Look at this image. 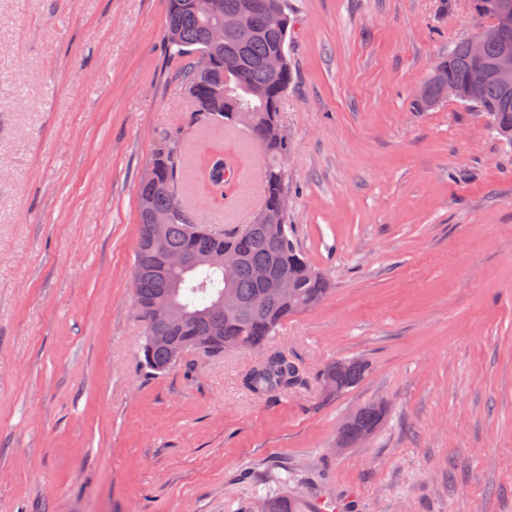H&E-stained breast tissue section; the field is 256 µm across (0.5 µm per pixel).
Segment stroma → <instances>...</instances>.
Returning a JSON list of instances; mask_svg holds the SVG:
<instances>
[{
  "mask_svg": "<svg viewBox=\"0 0 512 512\" xmlns=\"http://www.w3.org/2000/svg\"><path fill=\"white\" fill-rule=\"evenodd\" d=\"M279 123L288 222L332 289L263 352L143 367L138 189L177 137L199 222L261 208L262 152L192 122L166 0H0V512H251L283 489L342 512H512V147L415 92L487 24L471 0H291ZM218 154L242 179L215 192ZM266 349V350H267ZM368 371L340 394L319 374ZM377 403L365 442L342 424ZM299 369L279 352L268 354L246 378L247 387L256 394H263L275 389H288L296 383ZM384 408L371 404L360 408L353 414L339 429L337 436L344 442V448L352 447L359 443L363 434L372 435L384 417ZM336 438V451H342V443ZM368 436H362L360 442L365 441Z\"/></svg>",
  "mask_w": 512,
  "mask_h": 512,
  "instance_id": "35a3bbf8",
  "label": "stroma"
}]
</instances>
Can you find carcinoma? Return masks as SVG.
<instances>
[{
    "instance_id": "carcinoma-1",
    "label": "carcinoma",
    "mask_w": 512,
    "mask_h": 512,
    "mask_svg": "<svg viewBox=\"0 0 512 512\" xmlns=\"http://www.w3.org/2000/svg\"><path fill=\"white\" fill-rule=\"evenodd\" d=\"M270 9L257 17V31L249 36L234 33L224 38V45L210 42V20L194 7L195 0H168L165 48L169 55L186 61L181 74L182 84L194 87L207 105L205 112H193V120L206 125L233 126L232 115L240 109L253 111L257 125L248 131L261 142V131L268 123L278 122L282 100L281 87L292 82L290 60L277 78H271L264 66L266 56L280 45H288L292 25V9L288 0H264ZM501 50L497 36L488 38L482 59L473 58L467 41L456 43L436 71L429 73L424 85L427 97L442 103V91L448 82L455 83L462 95L461 102L471 105L488 120L491 129L512 145V91L509 93L495 83L477 87L469 83L470 71L481 63L495 61ZM206 54L210 78L203 80L196 69L198 53ZM267 159L263 173V206L273 213L279 231L273 237L249 224L226 231L198 222L182 202L181 185L184 160L175 143L165 140L154 150L150 163L156 166L155 178L141 182L138 203L150 201L156 208L174 211L167 225L162 246L167 250L208 253L214 257L233 249L243 257L233 287H224V270L217 265H204L189 273L177 274L182 280L178 304L196 314L167 332L169 343L153 341L151 334L155 303L165 289V282L149 269H141L147 256L136 251L132 271L133 297L137 316L143 324L141 354L144 365L162 372L181 360L176 352L196 351L210 356L227 351L226 344L237 347L262 348L278 326L289 316L310 310L330 291L331 283L317 271L295 247L289 237L287 212L280 210V200L288 194L285 170L280 165L288 153V138L263 145ZM208 181L217 190L226 184L224 158H214L207 171ZM257 265H266L272 276L282 274L296 285L292 301H267L262 298L263 286L252 276ZM219 297L234 302V315H212L207 312ZM366 373L363 363L347 361L342 369L332 364L322 372V381L329 392L343 391L354 386ZM299 369L287 356L278 352L268 354L246 378L247 387L256 394L286 389L296 383ZM384 417V409L374 404L360 408L338 431L345 447L359 443L363 434H373ZM266 512H305L301 498L288 492L264 498Z\"/></svg>"
}]
</instances>
